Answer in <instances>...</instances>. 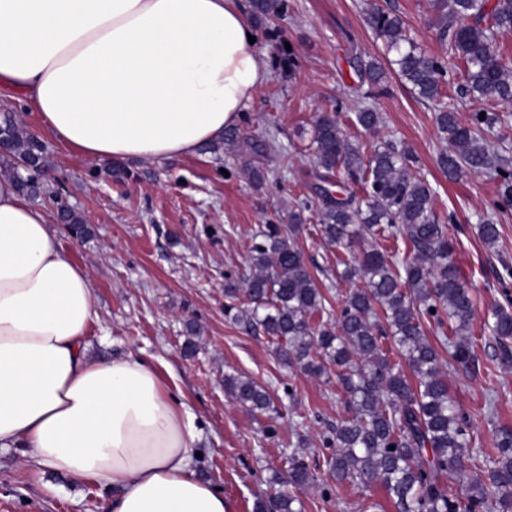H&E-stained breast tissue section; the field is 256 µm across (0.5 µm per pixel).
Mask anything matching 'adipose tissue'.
<instances>
[{"instance_id": "adipose-tissue-1", "label": "adipose tissue", "mask_w": 512, "mask_h": 512, "mask_svg": "<svg viewBox=\"0 0 512 512\" xmlns=\"http://www.w3.org/2000/svg\"><path fill=\"white\" fill-rule=\"evenodd\" d=\"M238 0H0V97L95 161L195 153L271 75ZM86 269L0 176V448L113 488L111 512H230L193 469L199 434L156 368L95 359Z\"/></svg>"}]
</instances>
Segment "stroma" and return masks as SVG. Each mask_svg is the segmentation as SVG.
I'll return each instance as SVG.
<instances>
[{
  "mask_svg": "<svg viewBox=\"0 0 512 512\" xmlns=\"http://www.w3.org/2000/svg\"><path fill=\"white\" fill-rule=\"evenodd\" d=\"M399 15L417 43L442 55L446 46L433 26L429 0H379ZM364 0H288L285 20L256 27V48L273 78L260 87L238 128L243 134L275 136L271 155L213 154L207 148L151 162H97L54 139L38 113L20 98L0 101V112L44 146L50 195L40 201L65 252L89 275L98 317L88 330L90 355L105 359L136 353L156 367L166 390L196 418L201 456L195 469L221 491L232 512H254L270 492L274 471H286L288 454L300 451L316 462L315 479L300 493L302 512H364L367 503L397 512L381 486L342 484L330 476L322 437L347 404L336 379L283 364L271 338L228 319L224 288L250 273L247 247L259 225L287 215L303 193L300 175L317 113L333 110L359 77L354 59L379 56L363 10ZM293 54L294 67L282 64ZM374 104L382 116L373 131L343 122L348 139L364 152L384 141L411 150L415 176L432 187L438 214H452L448 234L453 259L474 298L468 340L475 366H446L450 395L469 419L471 446L492 455L497 429L512 427V366H503L488 317L502 305V260L512 261V217L501 223L496 248H487L473 226L496 196L495 182L464 174L445 178L436 166L444 149L428 103L390 77ZM287 154L291 170L279 182L254 189L247 166H274ZM74 210L90 229L74 237L58 223L59 206ZM297 242L321 288L332 317H339L351 288L342 278L365 238L350 249L327 245L314 213H306ZM196 350L185 354L186 340ZM243 375L264 387L275 403L251 411L224 393L225 375ZM17 450H0V512H110L112 494L47 471L24 470Z\"/></svg>",
  "mask_w": 512,
  "mask_h": 512,
  "instance_id": "35a3bbf8",
  "label": "stroma"
}]
</instances>
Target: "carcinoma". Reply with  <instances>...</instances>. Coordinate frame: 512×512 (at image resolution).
<instances>
[{
	"label": "carcinoma",
	"instance_id": "carcinoma-1",
	"mask_svg": "<svg viewBox=\"0 0 512 512\" xmlns=\"http://www.w3.org/2000/svg\"><path fill=\"white\" fill-rule=\"evenodd\" d=\"M434 27L448 55L461 64L467 116L445 101L448 62L423 51L397 16L375 5L367 8L368 23L385 50V62L358 61L367 89L349 90L355 124L374 130L379 113L368 104L390 72L411 86L435 112L439 131L448 141L436 164L450 181L468 172L497 182L492 212L475 226L488 247L500 238V217L512 211V157L491 149L482 132L499 122L483 102L489 98L512 107V63L504 60L496 35L512 30V0H431ZM287 0H250L252 20L269 25L287 14ZM321 112L313 123L308 174L309 194L292 202L288 225L265 224L251 237L252 272L239 285L229 283L225 314L245 321L255 331L281 341L285 364H299L323 375L336 367L350 416L336 422L324 437L332 449L330 472L338 483L380 484L399 512H512V428L495 437L492 466L475 461L463 495L453 483L470 456V434L464 414L449 395L441 356L424 334L423 320L439 330L450 327L458 340L451 358L463 367L474 365L467 332L474 299L451 259L453 246L446 225L435 210L432 189L411 175L416 157L390 142L369 154L344 137L339 115ZM6 135L9 176L20 192L34 199L44 195L41 180L44 148L14 115L0 116ZM224 145L263 153L273 141H258L238 129L224 131ZM257 188L279 179L275 168L253 167ZM315 209L322 234L330 244L351 247L367 234L401 236L409 258L398 264L387 252L373 248L358 267H346L345 277L359 278L350 289L341 314L329 325L326 299L317 286L296 242L304 212ZM71 232L80 238L90 229L72 210L63 211ZM385 313L390 337L404 364L391 361L383 350L375 307ZM501 349V362L512 365V297L492 312L489 324ZM224 392L241 407L266 410L272 400L266 389L241 375H224ZM313 480L309 461L294 453L288 458V483L302 489ZM295 495L276 493L255 504V512H300Z\"/></svg>",
	"mask_w": 512,
	"mask_h": 512
}]
</instances>
